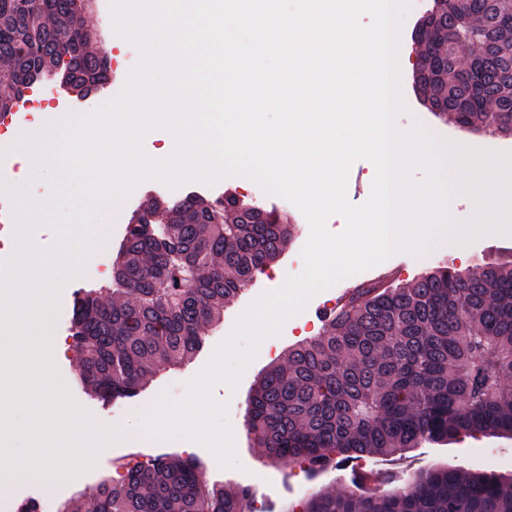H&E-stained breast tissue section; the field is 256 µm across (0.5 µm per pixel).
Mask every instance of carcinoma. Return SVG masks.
Segmentation results:
<instances>
[{"instance_id": "obj_1", "label": "carcinoma", "mask_w": 512, "mask_h": 512, "mask_svg": "<svg viewBox=\"0 0 512 512\" xmlns=\"http://www.w3.org/2000/svg\"><path fill=\"white\" fill-rule=\"evenodd\" d=\"M436 0L442 24L419 42L413 82L423 105L460 127L512 137V0ZM90 0H0V115L43 75L78 96L112 77L101 38L81 28ZM475 51L469 66L460 53ZM160 213L168 222L156 220ZM288 220L235 196L155 199L129 224L108 305L90 289L73 307L80 380L104 401L133 398L160 369L193 357L203 327L274 262ZM512 266L437 267L402 288H361L321 332L288 350L249 397L246 430L272 464L388 456L422 441L512 435ZM192 458L127 464L96 487V512H249L250 493L203 484ZM301 512H512V478L448 468L417 471L362 494L314 492Z\"/></svg>"}]
</instances>
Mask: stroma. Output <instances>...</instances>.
Returning <instances> with one entry per match:
<instances>
[{"mask_svg":"<svg viewBox=\"0 0 512 512\" xmlns=\"http://www.w3.org/2000/svg\"><path fill=\"white\" fill-rule=\"evenodd\" d=\"M400 92L405 109L398 115L397 121L405 128L420 126L428 138L437 144L459 140L470 148L512 154L511 138L473 134L460 129L448 118L429 112L414 93L411 69L401 71ZM50 99L56 100L53 112L61 121L87 117L98 110V98L77 100L69 97L52 78L45 79L36 89L26 93V100L30 103ZM189 192L206 197L236 194L241 200L288 217L295 226L294 237L274 263L277 275H255L236 297L225 304L223 319L206 328L201 351L177 367L157 372L138 396L118 399L108 404L98 402L88 394L78 379L79 363L74 350L66 349L64 354L57 356L54 364L61 380L76 403L99 426H117L135 431L143 428L147 412L156 408L161 399H183L188 392L189 382L206 367L216 348L231 334L238 318L255 298L279 289L282 278L301 272L295 259L308 239L309 227L301 212L289 201L267 195L257 183L243 176H227L220 183L210 186L187 182L176 188L156 179H148L128 194L113 198L111 207L103 208L100 222L107 230L106 242L95 248L79 278L64 282L60 291V309L50 324L52 336L71 340L72 310L76 295L81 289L105 285L106 280L98 269L101 263L115 259L122 239L119 229L129 224L133 213L143 208L151 198L175 199ZM483 263L512 264V236H483L456 248L449 247L447 239L442 238L430 252H396L383 263L346 278L344 285L367 286L381 275L385 278V287H401L436 267L465 269ZM341 287L336 284L313 296L300 313L283 323L280 333L274 336L272 342H260L256 356L245 368L234 395H227L224 383L219 382L212 387L213 399L227 406L226 419L233 434L237 464L233 467L222 466L210 449L200 443L194 444L191 455L201 465V480L209 485L232 483L248 489L254 500L258 501L261 512H291L292 505L300 501L297 491L304 485L336 494L352 491L360 493L381 486L389 478H403L435 466L451 467L463 472L485 470L486 465L479 454L483 447L496 451L499 459L498 473L512 476V436L506 435L466 438L445 445L424 443L399 457L348 458L327 465L314 478L307 475L306 466L302 463L273 467L261 461L256 449L250 445L245 426L251 390L264 370L284 360L291 346L302 341L304 336L318 335L322 324L315 310L338 296ZM127 452V445L121 442L99 450L94 467L83 473L77 483L63 481L48 490L42 481L35 478L19 480L13 484L10 496L0 499V512H16V505L28 498L42 505L56 508L71 506L76 512H91L94 488L103 479L116 477L114 463Z\"/></svg>","mask_w":512,"mask_h":512,"instance_id":"stroma-1","label":"stroma"}]
</instances>
